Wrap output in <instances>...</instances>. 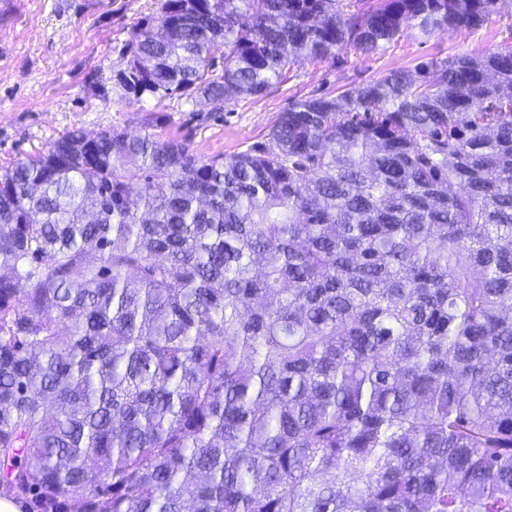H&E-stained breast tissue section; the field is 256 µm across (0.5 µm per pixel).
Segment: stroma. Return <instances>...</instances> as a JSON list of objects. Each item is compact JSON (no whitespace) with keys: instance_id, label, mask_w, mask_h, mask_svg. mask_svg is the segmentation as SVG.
Masks as SVG:
<instances>
[{"instance_id":"35a3bbf8","label":"stroma","mask_w":512,"mask_h":512,"mask_svg":"<svg viewBox=\"0 0 512 512\" xmlns=\"http://www.w3.org/2000/svg\"><path fill=\"white\" fill-rule=\"evenodd\" d=\"M161 0H0V171L44 152L67 132L150 133L186 144L201 158L227 157L266 142L294 102L333 97L421 61L512 48V0L474 30L423 37L407 29L379 54L348 49L339 61H301L259 97L211 112L177 98L135 97L116 80L125 46Z\"/></svg>"}]
</instances>
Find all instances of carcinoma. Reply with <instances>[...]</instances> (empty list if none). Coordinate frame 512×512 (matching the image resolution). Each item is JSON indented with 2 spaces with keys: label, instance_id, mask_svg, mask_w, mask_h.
I'll list each match as a JSON object with an SVG mask.
<instances>
[{
  "label": "carcinoma",
  "instance_id": "cac0c4a2",
  "mask_svg": "<svg viewBox=\"0 0 512 512\" xmlns=\"http://www.w3.org/2000/svg\"><path fill=\"white\" fill-rule=\"evenodd\" d=\"M499 3L163 0L119 84L219 109ZM0 471L38 512H512V50L225 158L75 129L3 171Z\"/></svg>",
  "mask_w": 512,
  "mask_h": 512
}]
</instances>
